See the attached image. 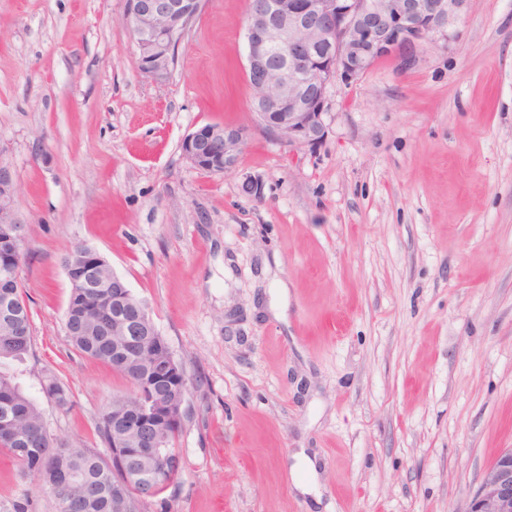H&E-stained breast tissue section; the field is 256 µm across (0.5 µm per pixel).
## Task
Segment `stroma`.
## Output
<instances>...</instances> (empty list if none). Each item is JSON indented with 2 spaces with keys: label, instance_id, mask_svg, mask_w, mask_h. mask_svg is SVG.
<instances>
[{
  "label": "stroma",
  "instance_id": "35a3bbf8",
  "mask_svg": "<svg viewBox=\"0 0 512 512\" xmlns=\"http://www.w3.org/2000/svg\"><path fill=\"white\" fill-rule=\"evenodd\" d=\"M247 9L202 0L160 85L125 0H0V161L33 332L0 374L53 438L101 448L129 384L67 337L61 259L81 243L147 303L187 379L170 512H466L512 448V0H469L410 68L384 57L330 84L314 150L252 125ZM206 123L248 127L234 172L183 159ZM300 452L316 494L294 487ZM23 495L57 512L0 453V500Z\"/></svg>",
  "mask_w": 512,
  "mask_h": 512
}]
</instances>
